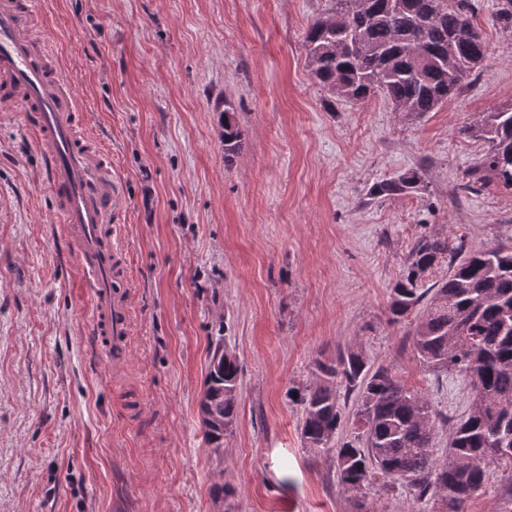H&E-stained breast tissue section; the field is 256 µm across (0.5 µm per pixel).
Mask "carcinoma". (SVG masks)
Here are the masks:
<instances>
[{
  "label": "carcinoma",
  "instance_id": "obj_1",
  "mask_svg": "<svg viewBox=\"0 0 512 512\" xmlns=\"http://www.w3.org/2000/svg\"><path fill=\"white\" fill-rule=\"evenodd\" d=\"M309 25L304 46L315 81L334 96L364 100L383 95L406 116L433 112L448 102L485 60L489 45L474 24V0H325ZM487 143L481 180L512 190V107L497 108L461 129ZM224 161L240 148L233 108L224 103ZM418 172L374 184L371 198L418 188ZM463 240L424 237L409 253L403 277L393 286L394 321L422 309L409 332L419 359L434 372L465 376L473 401L458 422L449 460L432 454L435 426L428 399L407 391L392 370L368 366L359 346L331 361H315L319 383L295 390L302 406L301 434L307 447L336 448L340 484L354 493L382 478L416 502L437 498L444 512L483 487L487 465L512 463V246L499 244L462 255ZM448 260V278L423 287L425 274ZM240 367L219 343L211 355L200 400L205 435L221 447L224 425L235 426ZM356 394L351 423L357 440L335 445L344 423L345 399Z\"/></svg>",
  "mask_w": 512,
  "mask_h": 512
}]
</instances>
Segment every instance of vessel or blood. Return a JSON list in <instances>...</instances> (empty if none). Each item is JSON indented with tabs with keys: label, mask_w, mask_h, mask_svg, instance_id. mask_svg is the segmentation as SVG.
Returning <instances> with one entry per match:
<instances>
[{
	"label": "vessel or blood",
	"mask_w": 512,
	"mask_h": 512,
	"mask_svg": "<svg viewBox=\"0 0 512 512\" xmlns=\"http://www.w3.org/2000/svg\"><path fill=\"white\" fill-rule=\"evenodd\" d=\"M40 5L41 0H0V107L26 114L55 213L90 291L97 343L119 363L131 332L125 252L115 226L123 187L103 148L83 132L82 103L57 50L32 33Z\"/></svg>",
	"instance_id": "obj_1"
}]
</instances>
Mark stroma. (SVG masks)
Instances as JSON below:
<instances>
[{
	"label": "stroma",
	"instance_id": "35a3bbf8",
	"mask_svg": "<svg viewBox=\"0 0 512 512\" xmlns=\"http://www.w3.org/2000/svg\"><path fill=\"white\" fill-rule=\"evenodd\" d=\"M498 2L478 0L489 53L475 77L413 119L314 81L304 36L324 0H44L37 32L123 180L134 325L113 366L26 117L0 110V512H412L404 488L339 486L334 449L305 446L288 390L361 345L431 401L445 458L471 386L420 361L390 292L422 236L469 251L512 240V192L469 189L487 145L461 132L512 106ZM228 102L241 130L229 162ZM409 170L415 191L368 200ZM219 342L241 372L216 450L199 401ZM511 475L489 464L462 512H507Z\"/></svg>",
	"mask_w": 512,
	"mask_h": 512
}]
</instances>
